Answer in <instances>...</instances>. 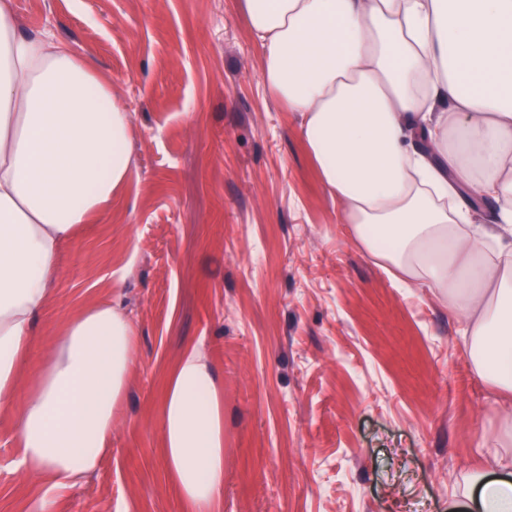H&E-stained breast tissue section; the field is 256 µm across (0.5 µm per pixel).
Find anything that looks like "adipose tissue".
Listing matches in <instances>:
<instances>
[{"label": "adipose tissue", "mask_w": 512, "mask_h": 512, "mask_svg": "<svg viewBox=\"0 0 512 512\" xmlns=\"http://www.w3.org/2000/svg\"><path fill=\"white\" fill-rule=\"evenodd\" d=\"M262 78L298 113L322 182L367 254L467 323V364L512 437V0H243ZM132 115L50 34L0 0V405L14 468L66 486L95 470L134 363L126 313L66 317L25 375L60 251L133 182ZM163 459L187 512L224 498V399L199 348L168 380ZM512 452L493 450L468 512H512Z\"/></svg>", "instance_id": "ef3b65f1"}]
</instances>
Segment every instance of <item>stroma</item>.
I'll return each instance as SVG.
<instances>
[{
	"mask_svg": "<svg viewBox=\"0 0 512 512\" xmlns=\"http://www.w3.org/2000/svg\"><path fill=\"white\" fill-rule=\"evenodd\" d=\"M103 73L133 117L137 178L64 242L34 322L36 370L63 314L121 305L134 365L99 466L53 488L9 469L0 512H184L160 408L200 346L224 397L221 512H448L499 428L462 359L464 322L405 288L340 223L299 118L262 80L240 0H13Z\"/></svg>",
	"mask_w": 512,
	"mask_h": 512,
	"instance_id": "1",
	"label": "stroma"
}]
</instances>
